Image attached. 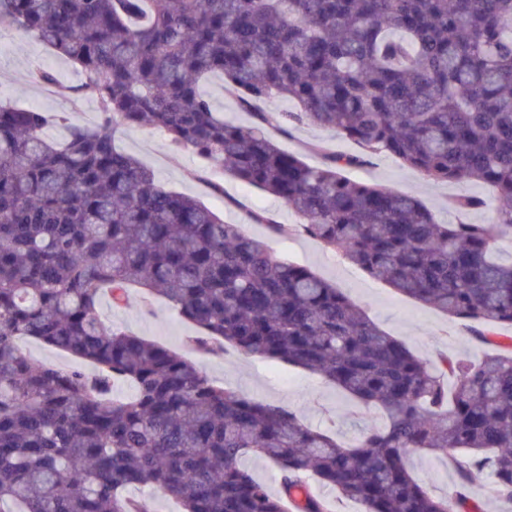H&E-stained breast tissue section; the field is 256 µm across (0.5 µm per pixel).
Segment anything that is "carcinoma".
<instances>
[{
  "instance_id": "1",
  "label": "carcinoma",
  "mask_w": 512,
  "mask_h": 512,
  "mask_svg": "<svg viewBox=\"0 0 512 512\" xmlns=\"http://www.w3.org/2000/svg\"><path fill=\"white\" fill-rule=\"evenodd\" d=\"M70 60L97 101L94 127L45 136L51 115L0 104V512H332L310 480L365 512H477L487 470L512 505V0H0V26ZM223 79L257 121L237 125L201 90ZM291 112H261L272 99ZM314 124L355 142L312 166L270 132ZM281 199L298 217L251 213L270 235H306L477 336L478 360L429 368L339 288L277 257L114 145L121 126ZM385 153L437 182L491 188L484 224L441 223L416 197L343 174ZM198 329L190 346L324 377L383 424L345 446L288 409L217 384L181 354L97 313L129 288ZM31 338L94 372L33 359ZM453 378L448 386L447 378ZM127 381L128 398L112 387ZM451 459L459 490L433 496L406 454ZM273 465L272 493L241 464Z\"/></svg>"
}]
</instances>
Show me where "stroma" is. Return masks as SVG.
<instances>
[{
	"label": "stroma",
	"instance_id": "1",
	"mask_svg": "<svg viewBox=\"0 0 512 512\" xmlns=\"http://www.w3.org/2000/svg\"><path fill=\"white\" fill-rule=\"evenodd\" d=\"M37 69L52 73L54 84L32 81L31 74ZM79 83L77 69L51 48L13 28L0 29V101L18 108L34 107L58 116V123L47 130L50 139L66 138V122L87 127L100 122L101 113L96 103L77 93ZM115 140L117 146L137 157L167 186L201 200L225 221L241 225L247 235L268 238L278 257L307 266L341 288L355 305L366 311L391 336L404 341L426 365L435 364L443 355L470 358L482 355L481 344L458 322L373 279L326 249L319 240L302 235L285 240L269 237L265 225L253 223L250 213L259 207L274 214L279 223H296V215L280 199L245 186L225 175L221 167L202 166L191 149L174 148L159 130L121 127L116 131ZM274 140L280 149L311 165L321 164L327 152L353 154L358 150L356 144L334 131L311 124L291 128L285 134H275ZM346 175L356 181L412 194L439 219L452 223L481 224L494 212L493 207L488 206L462 215L450 205L453 198L464 194L491 199V191L483 184L432 182L384 154L372 156L364 166L347 169ZM212 181L222 184L223 194L210 191L208 184ZM97 311L106 325L130 330L182 352L218 383L263 402L286 406L304 424L324 430L338 441H352L382 422L377 410L362 406L310 371L247 357L231 348L224 355L209 357L186 349L185 337L196 335L197 330L163 299H154L147 308L136 300L128 307L116 309L108 293L104 292L100 295ZM407 460L413 475L426 483L433 495L448 497L455 494L458 477L445 457L414 451Z\"/></svg>",
	"mask_w": 512,
	"mask_h": 512
}]
</instances>
